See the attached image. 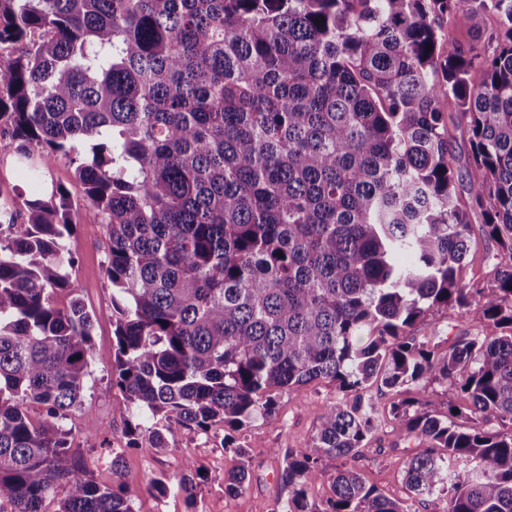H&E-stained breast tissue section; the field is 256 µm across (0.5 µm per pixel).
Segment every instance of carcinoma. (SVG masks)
Instances as JSON below:
<instances>
[{"label":"carcinoma","instance_id":"carcinoma-1","mask_svg":"<svg viewBox=\"0 0 512 512\" xmlns=\"http://www.w3.org/2000/svg\"><path fill=\"white\" fill-rule=\"evenodd\" d=\"M487 14L485 46L444 30ZM444 98L466 118L467 206ZM4 133L24 181L74 164L106 228L112 383L139 418L127 447L272 422L275 392L329 380L339 394L311 445L286 450L274 512H416L432 497L512 512V0H0ZM476 208L499 261L466 281ZM72 210L54 185L24 200V223L0 220V512H46L60 484L55 512H133L139 494L85 478L67 446L96 320L67 272ZM441 306L477 328L445 352L415 335ZM434 382L500 428L400 398ZM373 385L398 397L399 438L429 444L406 461L409 498L346 468L310 501L325 458L370 442ZM248 480L243 464L225 494Z\"/></svg>","mask_w":512,"mask_h":512}]
</instances>
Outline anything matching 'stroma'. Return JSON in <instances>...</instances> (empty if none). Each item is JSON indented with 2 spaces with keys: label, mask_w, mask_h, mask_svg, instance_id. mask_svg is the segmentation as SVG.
<instances>
[{
  "label": "stroma",
  "mask_w": 512,
  "mask_h": 512,
  "mask_svg": "<svg viewBox=\"0 0 512 512\" xmlns=\"http://www.w3.org/2000/svg\"><path fill=\"white\" fill-rule=\"evenodd\" d=\"M448 138L455 157L456 188L467 197L473 174L471 147L465 124L456 104L444 103ZM74 165L57 162L48 178L68 189L76 206L74 233L65 238L64 246L75 257L70 276L79 294L97 320L92 338L93 356L84 379L83 402L65 421L69 432L70 452L79 458L88 479L98 485L112 486V451L123 449L122 482L138 486L140 493L132 503L133 512H274L277 503L285 501L288 492L278 480L283 454L288 448L309 445L316 433L319 416L325 404L336 398L335 384L326 381L292 387L279 393L276 419L252 421L234 431V446L224 444L223 426L203 431L184 429L173 448L161 452L153 448H126L127 414L122 391L112 383L114 359L112 336V286L105 273L106 229L96 212L82 199V188L74 176ZM391 395L379 398L385 415L371 442L356 459L329 458L325 468L329 474L351 466L367 484L392 499L408 496L403 481L408 457L423 452L425 441L413 438L400 441L395 424L386 412ZM245 448L238 456L237 448ZM247 464L251 479L238 495L224 492V477L240 464ZM191 471L199 483L195 505H188L178 484L184 471ZM166 477L170 489L158 494L149 484L151 478ZM327 478L309 482L311 500L321 501L330 493Z\"/></svg>",
  "instance_id": "1"
}]
</instances>
